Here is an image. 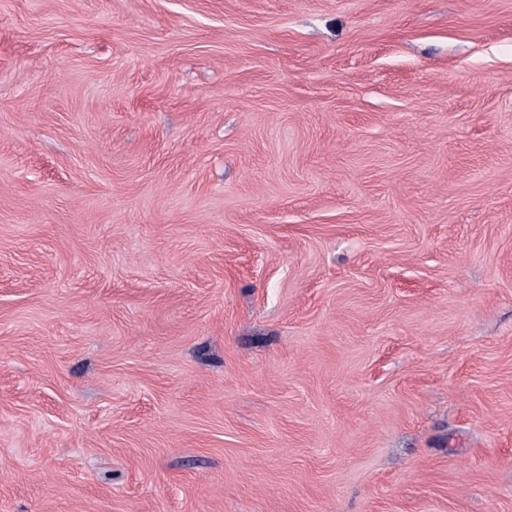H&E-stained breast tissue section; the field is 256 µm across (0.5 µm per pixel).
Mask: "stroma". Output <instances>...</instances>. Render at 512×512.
I'll return each mask as SVG.
<instances>
[{"instance_id": "35a3bbf8", "label": "stroma", "mask_w": 512, "mask_h": 512, "mask_svg": "<svg viewBox=\"0 0 512 512\" xmlns=\"http://www.w3.org/2000/svg\"><path fill=\"white\" fill-rule=\"evenodd\" d=\"M0 512H512V0H0Z\"/></svg>"}]
</instances>
